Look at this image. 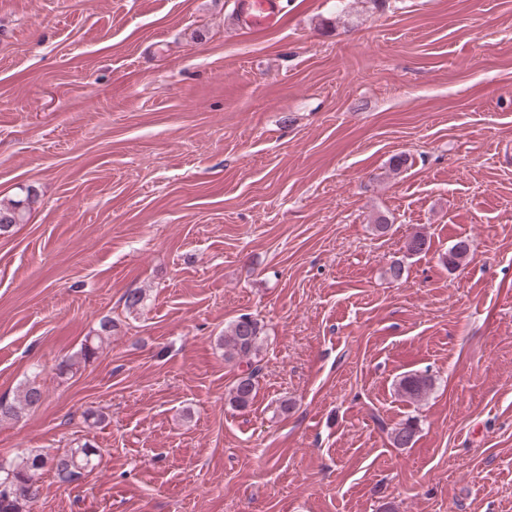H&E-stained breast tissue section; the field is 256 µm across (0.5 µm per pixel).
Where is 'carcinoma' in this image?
<instances>
[{"label":"carcinoma","mask_w":512,"mask_h":512,"mask_svg":"<svg viewBox=\"0 0 512 512\" xmlns=\"http://www.w3.org/2000/svg\"><path fill=\"white\" fill-rule=\"evenodd\" d=\"M28 208V199H16L6 205L0 204V233L8 231L14 224L24 222ZM469 245L464 240L457 241L442 256V262L457 268L465 262ZM146 293L139 289L127 293L124 307L128 314H136L143 307ZM116 324L113 319L105 318L100 322L99 330L93 336L85 338L80 350L60 369L59 376L64 377L97 356L103 345L112 336ZM224 347V361L244 363L247 370L236 379L230 390L232 404L245 408L252 401L259 368L253 365V358L261 353L262 327L249 314H242L224 328L220 338ZM433 387L430 376L421 373H409L400 378L397 390L401 397L410 402L423 400ZM43 392L36 381L26 383L19 389L12 401L0 400V422L19 418L21 413L41 401ZM418 431L414 420L409 419L393 430L390 439L394 446L401 448L411 444ZM100 451L91 442H76L61 453H36L17 457L6 464V470L0 472V512H26L28 504L38 494L39 478L51 474L61 483H69L94 469Z\"/></svg>","instance_id":"obj_1"}]
</instances>
